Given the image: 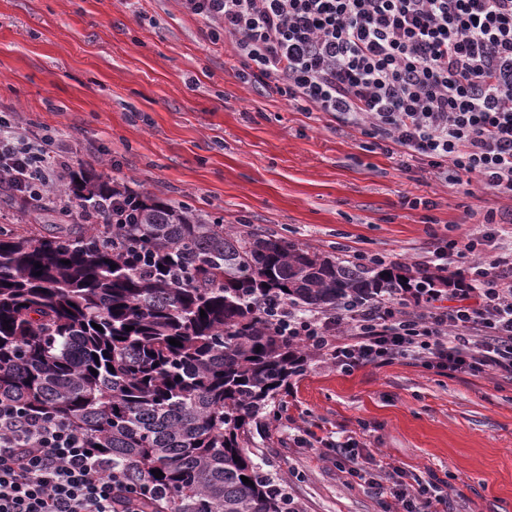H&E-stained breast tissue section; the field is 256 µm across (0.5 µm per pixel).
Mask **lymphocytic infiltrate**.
<instances>
[{
	"label": "lymphocytic infiltrate",
	"instance_id": "obj_1",
	"mask_svg": "<svg viewBox=\"0 0 512 512\" xmlns=\"http://www.w3.org/2000/svg\"><path fill=\"white\" fill-rule=\"evenodd\" d=\"M219 24L250 77L296 106L336 116L390 156L446 182L512 195V0H179ZM68 164L48 141L0 127V176L41 193ZM482 237L434 242L425 266L453 288L351 299L333 313L280 307L289 335L337 369L411 360L512 383V250ZM347 479L386 512H440L431 487L360 453L355 432L323 440ZM100 449L44 412L0 405V512H143Z\"/></svg>",
	"mask_w": 512,
	"mask_h": 512
}]
</instances>
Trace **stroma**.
<instances>
[{
    "label": "stroma",
    "instance_id": "obj_1",
    "mask_svg": "<svg viewBox=\"0 0 512 512\" xmlns=\"http://www.w3.org/2000/svg\"><path fill=\"white\" fill-rule=\"evenodd\" d=\"M241 60L179 0H0V115L59 143L73 169L283 235L339 259L407 261L432 235L465 238L487 215L512 244V197L471 195L402 165L321 112L240 76ZM256 437L304 512H382L381 501L295 425L363 434L366 454L449 496V512H512V385L394 363L344 373L315 356Z\"/></svg>",
    "mask_w": 512,
    "mask_h": 512
}]
</instances>
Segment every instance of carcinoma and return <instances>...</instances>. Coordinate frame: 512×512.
<instances>
[{
  "label": "carcinoma",
  "mask_w": 512,
  "mask_h": 512,
  "mask_svg": "<svg viewBox=\"0 0 512 512\" xmlns=\"http://www.w3.org/2000/svg\"><path fill=\"white\" fill-rule=\"evenodd\" d=\"M63 193L84 223L46 233L0 225V402L88 434L112 460V477L158 491L147 512H303L288 479L269 476L248 451L307 364L270 313L282 304L333 311L422 280L446 287L448 276L226 231L200 210L101 176L73 177ZM114 195L126 197L130 216L100 228ZM22 208L67 215L46 196Z\"/></svg>",
  "instance_id": "obj_1"
}]
</instances>
